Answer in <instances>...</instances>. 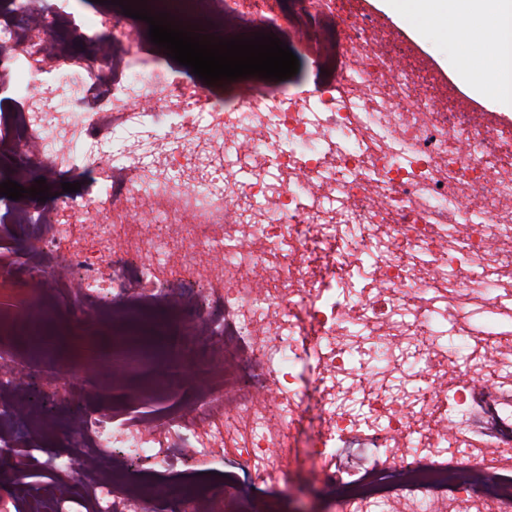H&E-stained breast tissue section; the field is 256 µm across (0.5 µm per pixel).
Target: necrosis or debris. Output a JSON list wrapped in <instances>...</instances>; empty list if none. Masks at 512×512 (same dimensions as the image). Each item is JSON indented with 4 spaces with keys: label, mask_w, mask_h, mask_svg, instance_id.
Returning a JSON list of instances; mask_svg holds the SVG:
<instances>
[{
    "label": "necrosis or debris",
    "mask_w": 512,
    "mask_h": 512,
    "mask_svg": "<svg viewBox=\"0 0 512 512\" xmlns=\"http://www.w3.org/2000/svg\"><path fill=\"white\" fill-rule=\"evenodd\" d=\"M210 37L303 46L313 90L165 73L105 0H0L1 336H113V390L0 373V467L30 512H274L309 450L321 512H512V128L354 0H136ZM316 413L320 430L305 444ZM64 451L50 453L47 437ZM343 448L367 457L343 462ZM233 454L265 497L178 472Z\"/></svg>",
    "instance_id": "1"
}]
</instances>
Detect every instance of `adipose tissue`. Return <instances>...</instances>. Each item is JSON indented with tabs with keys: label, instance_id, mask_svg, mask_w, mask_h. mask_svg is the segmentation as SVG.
<instances>
[{
	"label": "adipose tissue",
	"instance_id": "1",
	"mask_svg": "<svg viewBox=\"0 0 512 512\" xmlns=\"http://www.w3.org/2000/svg\"><path fill=\"white\" fill-rule=\"evenodd\" d=\"M398 24L414 30L429 23L440 38H452L461 52L456 72L496 108L512 109V12L492 10L486 0H376Z\"/></svg>",
	"mask_w": 512,
	"mask_h": 512
}]
</instances>
